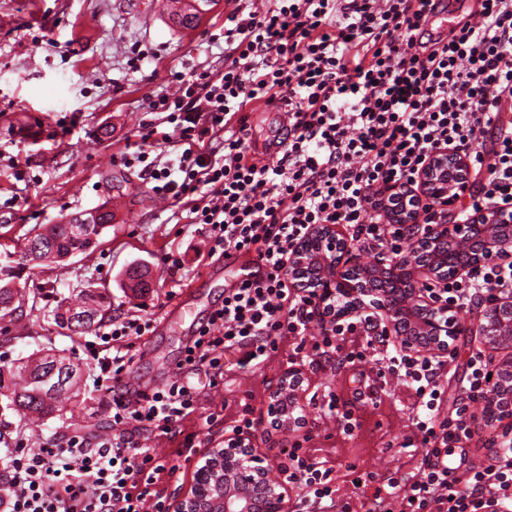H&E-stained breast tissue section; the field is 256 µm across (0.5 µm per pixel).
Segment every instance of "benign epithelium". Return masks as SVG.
<instances>
[{"instance_id":"obj_1","label":"benign epithelium","mask_w":512,"mask_h":512,"mask_svg":"<svg viewBox=\"0 0 512 512\" xmlns=\"http://www.w3.org/2000/svg\"><path fill=\"white\" fill-rule=\"evenodd\" d=\"M473 169L469 157L453 148L430 151L417 176L419 189H397L384 205L391 224L422 223L423 206L451 209L469 190ZM458 251L470 261L457 265ZM489 260H512V211L483 207L464 222L431 224L403 256L374 264L354 252L341 224H316L296 244L288 277L311 289L326 320L333 324L367 316L400 352L441 359L461 336H478L501 354L494 364L492 390L481 402L476 420L501 422L503 401L512 399V295H496L476 322L461 320L456 308L441 298L448 279L464 277ZM312 377L291 366L269 395L271 425L290 435L306 427ZM189 487L172 503V512H288V487L270 475L266 457L253 441L233 433L200 453Z\"/></svg>"}]
</instances>
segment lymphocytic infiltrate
I'll return each instance as SVG.
<instances>
[{
  "label": "lymphocytic infiltrate",
  "instance_id": "f902f5d3",
  "mask_svg": "<svg viewBox=\"0 0 512 512\" xmlns=\"http://www.w3.org/2000/svg\"><path fill=\"white\" fill-rule=\"evenodd\" d=\"M441 0H268L263 11L242 0L224 15V71L175 74L176 94L151 100L168 130L142 129L134 162L152 192L173 200L184 221L207 227L206 261L248 257L254 269L225 289L219 308L186 346L173 379L130 393L123 379L134 361L132 340L150 320L117 311L100 339L98 382L112 400L113 433L75 430L52 445L18 441L4 468L0 512H169L168 485L176 467L134 432L157 433L185 460L202 443L194 419L214 428L222 411L201 414L202 396L224 378L227 356L256 368L292 343L293 359L310 353L344 366L365 357L361 344H379L388 368L414 393V431L406 447L422 463L410 476L391 477L374 505L397 499L400 512H512V458L458 468L451 457L478 433L470 405L491 391L481 353L468 362L464 402L445 411L439 359L391 351L364 317L321 325L312 295L288 277L293 245L315 224H341L359 249L397 257L423 224H444L446 210L424 208L423 224L383 222L379 203L396 185H411L429 152L442 145L471 157L476 178L459 215L480 207L512 208V0H480L476 23L448 38L423 40ZM288 112V131L275 161L250 155L248 114L256 104ZM176 146V166L151 161ZM512 294V263L490 261L450 280L444 298L458 309ZM318 338L305 345L311 323ZM282 472L299 493L288 512H335L333 467L302 443L284 444Z\"/></svg>",
  "mask_w": 512,
  "mask_h": 512
}]
</instances>
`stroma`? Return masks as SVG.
<instances>
[{
  "mask_svg": "<svg viewBox=\"0 0 512 512\" xmlns=\"http://www.w3.org/2000/svg\"><path fill=\"white\" fill-rule=\"evenodd\" d=\"M228 0H217L195 30H181L151 0H0V272L10 275L22 293L38 292L35 309L0 320V366L54 352L81 367V395L63 415L30 423L0 395V458L17 440L37 444L73 430L91 435L112 432L95 379L99 372L88 348L94 331L67 336L52 312L78 288L92 282L109 289L113 304L153 319L151 330L134 341L135 362L125 382L133 392L171 381L190 332H178L166 320L170 308L186 302L197 321H205L224 290L236 280L247 257L231 263L199 265L209 237L199 224H182L171 201L156 199L135 167L122 155L141 127L161 123L148 99L177 90L175 72L201 66L224 69L223 46L209 45L206 33L224 25ZM119 206L124 220L114 222L90 256L61 265L34 267L25 257L26 237L36 225L63 216ZM149 267L153 282L144 297L126 292L131 263ZM477 337H460L442 384L448 402L462 398L466 364L480 350ZM288 353L267 367L226 365L224 381L203 394L206 407L249 405L256 421L257 445L273 478H280L279 448L286 437L270 426L271 387L290 366ZM315 380L307 435L335 469L336 499L351 512H367L371 497L351 483L346 464L385 477L409 475L420 453L404 447L411 434L414 399L402 381L379 362L374 350L364 360L337 369L322 364ZM348 401L363 417L358 435L343 437L335 417L323 407L328 392Z\"/></svg>",
  "mask_w": 512,
  "mask_h": 512,
  "instance_id": "1",
  "label": "stroma"
}]
</instances>
